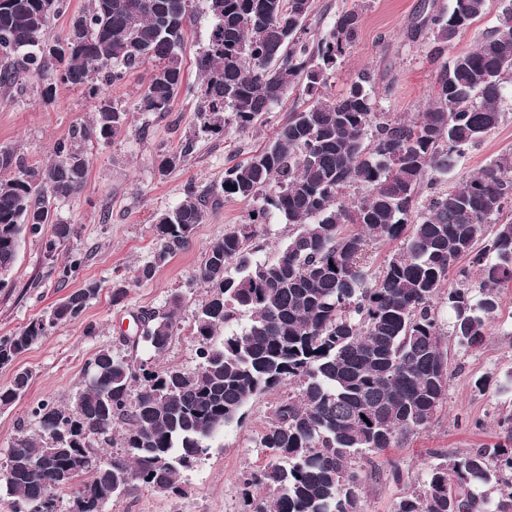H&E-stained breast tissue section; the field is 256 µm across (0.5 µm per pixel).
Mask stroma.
I'll use <instances>...</instances> for the list:
<instances>
[{
	"label": "stroma",
	"mask_w": 512,
	"mask_h": 512,
	"mask_svg": "<svg viewBox=\"0 0 512 512\" xmlns=\"http://www.w3.org/2000/svg\"><path fill=\"white\" fill-rule=\"evenodd\" d=\"M450 0H315L312 28L332 25L338 11L352 6L362 12L359 39L330 79L326 93H344L358 74L370 72L376 102L381 111L395 116L423 111L433 84L435 67L426 57L423 40H411L410 29L421 13L449 6ZM142 82L132 74L124 83L111 86L107 98L129 113L125 128L109 142L87 144L89 176L84 189L66 200L54 201L57 221L69 224L72 234L54 256H46L42 237L23 234L17 261L0 285V336H10L57 300L86 282L100 283L82 317L58 327L51 335L19 355L10 366L0 367V387L16 372L28 370L32 380L13 404L0 406V459L19 435L33 434L31 408L43 400L68 403L83 386L90 364L103 347L126 356L148 359L144 347L121 344L120 336H134L136 316L143 309H163L172 294H181V331L161 362L186 370L198 364L196 346L189 333L192 311L207 290L192 283L208 243L236 224L247 221L251 202L225 201L198 225L190 247L159 267L151 281L137 282L138 269L150 261L156 249L153 231L156 213L179 205L187 185L197 188L220 180L236 147L260 144L273 132L272 125L249 133L226 130L223 136L198 141L191 159L167 175L158 172L161 153L175 147L194 124L195 101L181 93L172 112L160 117L138 108ZM500 107L501 125L460 158L449 173V182L468 177L503 153H512V92H506ZM95 103L81 90L57 85L51 104H43L36 82L23 92L0 95V148H10L30 167H41L55 155L57 141L71 139L90 122ZM81 265L66 283H59L54 266L71 259ZM124 287L121 301L112 290ZM94 334H86V325ZM512 372V288L501 292V312L488 326L483 344L474 350L448 348V398L435 422L411 437L404 447L374 452L357 459V466L379 470L382 478L364 489L365 512H392L394 502L422 484L426 468L437 452L461 455L481 444L495 441L496 417L512 399L498 391L500 381ZM484 389H476V380ZM272 391L253 398L244 408L242 421L224 427L211 442L207 455L184 477L185 493L165 496L150 490L107 505L106 512H240L241 474L266 465L268 458L256 445L270 411L279 398ZM397 463L403 479L388 478L390 463Z\"/></svg>",
	"instance_id": "35a3bbf8"
}]
</instances>
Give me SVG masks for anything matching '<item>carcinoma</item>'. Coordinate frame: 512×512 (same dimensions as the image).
Here are the masks:
<instances>
[{
    "label": "carcinoma",
    "instance_id": "carcinoma-1",
    "mask_svg": "<svg viewBox=\"0 0 512 512\" xmlns=\"http://www.w3.org/2000/svg\"><path fill=\"white\" fill-rule=\"evenodd\" d=\"M487 0H451L414 25L437 64L427 108L411 118L379 109L371 75L360 74L336 99L324 89L356 43L362 12L345 9L333 25L311 32L313 0H203L211 17L196 56L199 80L184 83L183 52L197 0H89L69 28L53 35L51 19L69 0H0V88L14 90L51 70L56 83L98 102L94 118L69 141H58L51 164L29 168L0 148V271L13 269L19 238L54 224L44 242L51 254L71 226L53 222L51 203L84 187V145L109 141L129 113L105 90L143 69L140 110L172 111L181 90L195 100V124L161 154L164 175L187 162L199 139L231 125L245 134L269 122L288 93L292 108L275 135L224 168V177L155 219L157 249L138 281L192 241L197 225L226 200L256 201L247 223L206 247L193 281L209 288L193 311L191 336L199 366L156 368L110 348L100 349L85 384L58 407L30 410L38 431L20 435L0 473V499L12 512H103L142 489L183 492L188 460L239 421L253 397L292 385L273 405L257 437L270 462L243 480L245 512H364L362 494L376 471L355 460L398 448L427 428L448 396L447 337L478 348L512 286V154L445 190L457 161L504 120L512 81V8L475 48L448 55L483 14ZM288 235L277 255L260 260L254 244L270 215ZM400 240L373 282L370 249ZM468 260V265L460 261ZM481 279L474 284L470 268ZM448 324L436 296L443 287ZM100 285L89 281L59 299L25 329L0 337V366L80 319ZM181 294L163 310L145 312L138 342L166 353L178 330ZM246 318L241 329L233 323ZM21 371L0 388L8 406L30 385ZM124 424L121 449L116 423ZM499 441L451 459L437 454L419 489L393 512H512V413L499 418ZM89 479H83V475Z\"/></svg>",
    "mask_w": 512,
    "mask_h": 512
}]
</instances>
